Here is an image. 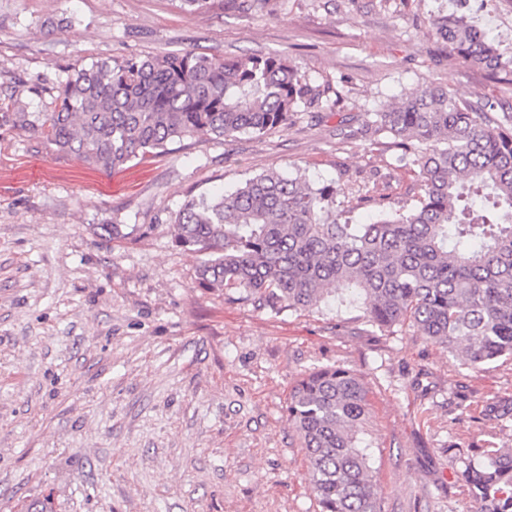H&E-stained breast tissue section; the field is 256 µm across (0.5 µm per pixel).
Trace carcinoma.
Masks as SVG:
<instances>
[{
    "label": "carcinoma",
    "mask_w": 512,
    "mask_h": 512,
    "mask_svg": "<svg viewBox=\"0 0 512 512\" xmlns=\"http://www.w3.org/2000/svg\"><path fill=\"white\" fill-rule=\"evenodd\" d=\"M429 24L464 62L502 67L496 44L468 17L440 9ZM316 98L281 56H130L75 69L37 132L59 152L115 169L200 132L224 141L284 127ZM371 130L418 167L415 204L352 224L336 207V186L276 172L232 192L190 195L173 241L200 257L198 286L275 314L349 292L375 326L408 321L472 368L512 356V113L475 112L427 83L375 113ZM368 417V391L350 370L307 372L291 393L288 423L321 512H381L358 438ZM482 454L461 478L481 512H512V448Z\"/></svg>",
    "instance_id": "obj_1"
}]
</instances>
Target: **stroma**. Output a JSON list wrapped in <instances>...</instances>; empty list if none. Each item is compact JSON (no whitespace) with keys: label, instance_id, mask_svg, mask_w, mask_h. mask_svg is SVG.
<instances>
[{"label":"stroma","instance_id":"obj_1","mask_svg":"<svg viewBox=\"0 0 512 512\" xmlns=\"http://www.w3.org/2000/svg\"><path fill=\"white\" fill-rule=\"evenodd\" d=\"M466 13L508 65L464 63L430 32ZM192 51L288 57L319 98L288 124L199 134L120 170L0 120V512H320L285 407L301 373H361L381 512H478L460 480L512 448V358L472 369L357 303L274 315L199 288L171 219L187 195L278 172L334 184L354 223L412 202L392 138L359 135L425 81L512 113V0H0V103L41 117L75 66ZM118 225L119 236L103 232Z\"/></svg>","mask_w":512,"mask_h":512}]
</instances>
